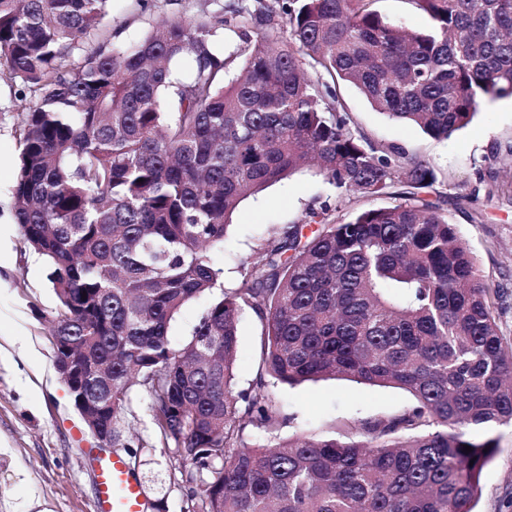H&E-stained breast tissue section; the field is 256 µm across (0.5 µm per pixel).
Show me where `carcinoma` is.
<instances>
[{"label": "carcinoma", "mask_w": 512, "mask_h": 512, "mask_svg": "<svg viewBox=\"0 0 512 512\" xmlns=\"http://www.w3.org/2000/svg\"><path fill=\"white\" fill-rule=\"evenodd\" d=\"M111 2L0 0V67L33 97L15 223L48 267L53 334L106 368L83 397L112 442L141 385L197 487L191 512H471L498 449L492 431L512 423V350L444 197L428 198L437 171L355 134L341 89L448 138L485 103L512 99V0H409L431 20L422 32L372 0L237 3L228 17L163 20L121 47L104 24ZM303 165L398 203L347 218L323 204L272 229L173 348L184 305L221 287L210 252L240 202ZM246 309L262 324L263 374L239 390ZM267 376L341 377L414 403L343 439L281 440ZM249 429L267 443H247Z\"/></svg>", "instance_id": "carcinoma-1"}]
</instances>
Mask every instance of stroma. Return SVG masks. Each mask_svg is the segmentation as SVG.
<instances>
[{"label": "stroma", "mask_w": 512, "mask_h": 512, "mask_svg": "<svg viewBox=\"0 0 512 512\" xmlns=\"http://www.w3.org/2000/svg\"><path fill=\"white\" fill-rule=\"evenodd\" d=\"M230 0H112L109 24L117 42L140 39L151 25L172 17L216 11ZM352 127L378 150L400 147L439 172L438 191L448 220L472 253L506 347H512V175L500 157L512 151V100L485 104L466 128L434 139L373 110L359 91L344 86ZM31 101L20 83L0 74V512H96V462L91 449L120 454L134 471L147 512H187L191 487L182 460L161 439L143 388H135L124 414L120 450L98 440L75 408L54 361L50 318L57 299L42 259L23 243L14 219L15 160L23 108ZM329 203L340 213L387 207L393 198L345 194L304 167L233 213L223 250L225 289L235 288L244 261L255 258L273 227L304 218L308 207ZM235 364L238 388H250L259 371L261 323L252 311L239 320ZM288 422L281 438L296 434L341 436L358 420L399 413L412 397L399 389L344 378L278 386ZM499 450L484 469L475 512H512V425L496 427Z\"/></svg>", "instance_id": "obj_1"}]
</instances>
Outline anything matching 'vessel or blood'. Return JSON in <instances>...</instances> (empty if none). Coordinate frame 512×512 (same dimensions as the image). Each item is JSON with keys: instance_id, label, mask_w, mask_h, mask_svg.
Here are the masks:
<instances>
[{"instance_id": "vessel-or-blood-1", "label": "vessel or blood", "mask_w": 512, "mask_h": 512, "mask_svg": "<svg viewBox=\"0 0 512 512\" xmlns=\"http://www.w3.org/2000/svg\"><path fill=\"white\" fill-rule=\"evenodd\" d=\"M97 483L98 512H142L136 477L121 456L100 459Z\"/></svg>"}]
</instances>
